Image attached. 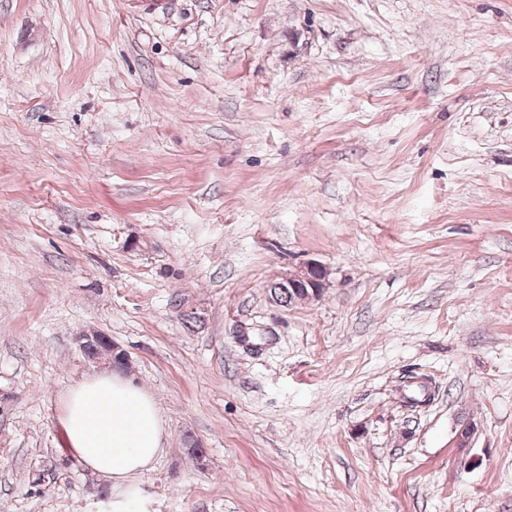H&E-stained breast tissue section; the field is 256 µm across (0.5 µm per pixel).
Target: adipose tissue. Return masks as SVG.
<instances>
[{
    "label": "adipose tissue",
    "mask_w": 512,
    "mask_h": 512,
    "mask_svg": "<svg viewBox=\"0 0 512 512\" xmlns=\"http://www.w3.org/2000/svg\"><path fill=\"white\" fill-rule=\"evenodd\" d=\"M61 426L65 443L92 473L134 497V475L162 449L164 424L152 396L121 372L85 378L69 388Z\"/></svg>",
    "instance_id": "obj_1"
}]
</instances>
